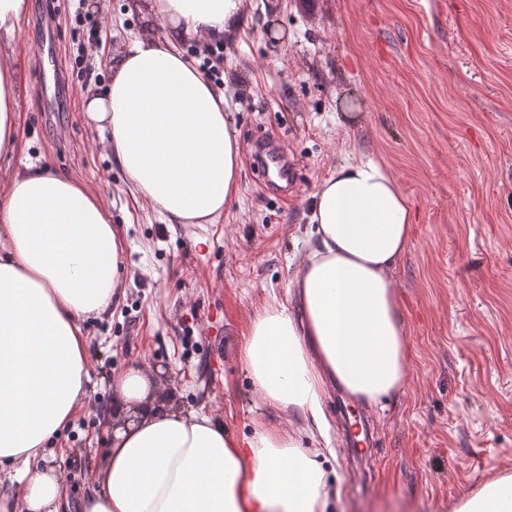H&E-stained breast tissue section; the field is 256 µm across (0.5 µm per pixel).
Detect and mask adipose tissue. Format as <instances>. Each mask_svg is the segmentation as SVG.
I'll return each instance as SVG.
<instances>
[{"instance_id":"ef3b65f1","label":"adipose tissue","mask_w":512,"mask_h":512,"mask_svg":"<svg viewBox=\"0 0 512 512\" xmlns=\"http://www.w3.org/2000/svg\"><path fill=\"white\" fill-rule=\"evenodd\" d=\"M244 0H148L163 27L112 66L83 119L136 199L172 224H214L239 198L242 147L223 93L180 48L187 37L234 38ZM14 61L0 51V162L22 151ZM414 222L382 164L345 161L308 215L310 251L291 285L249 320L243 363L269 416L240 438L201 411L151 394L130 369L114 381L124 417L82 512H327L330 490L303 438H328V385L380 411L402 392L410 347L392 272ZM123 237L80 182L25 161L0 182V477L15 492L0 512H61L63 478L45 463L90 381L86 320L101 318L121 283ZM454 512H512V473L485 482Z\"/></svg>"}]
</instances>
